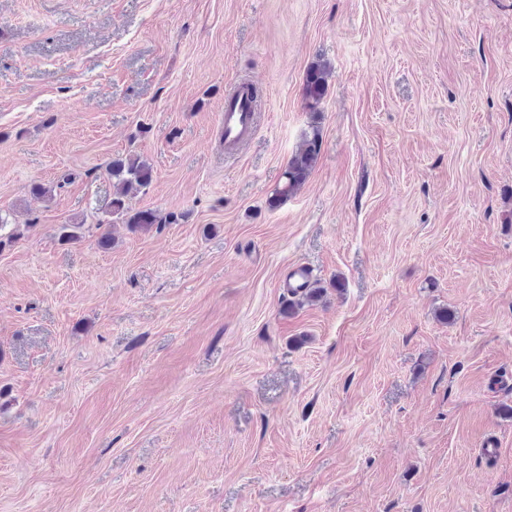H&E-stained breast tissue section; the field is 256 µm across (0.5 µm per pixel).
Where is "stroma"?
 I'll return each instance as SVG.
<instances>
[{
	"mask_svg": "<svg viewBox=\"0 0 512 512\" xmlns=\"http://www.w3.org/2000/svg\"><path fill=\"white\" fill-rule=\"evenodd\" d=\"M0 210V512H512V0H0ZM329 71V64L320 59L312 62L305 71L303 100L310 116L309 131L290 156L281 181L268 200V205L272 209L295 195L316 167L322 145L321 105L327 93ZM250 87L242 82L224 97L220 131L226 154L239 150L258 125L261 108ZM108 175L112 184L109 211L113 220L126 224L132 232L148 233L171 220L152 209L134 210L129 201L149 190L153 182L151 165L139 155L127 154L112 159ZM30 228H32L31 224H9L7 214L3 215L0 211V249L24 237ZM323 288L311 286L309 288H304V285L299 288H293L292 286L288 288L289 298L286 301L285 305V313H292L293 309L297 306H301L305 303H314L319 301L323 295Z\"/></svg>",
	"mask_w": 512,
	"mask_h": 512,
	"instance_id": "1",
	"label": "stroma"
}]
</instances>
